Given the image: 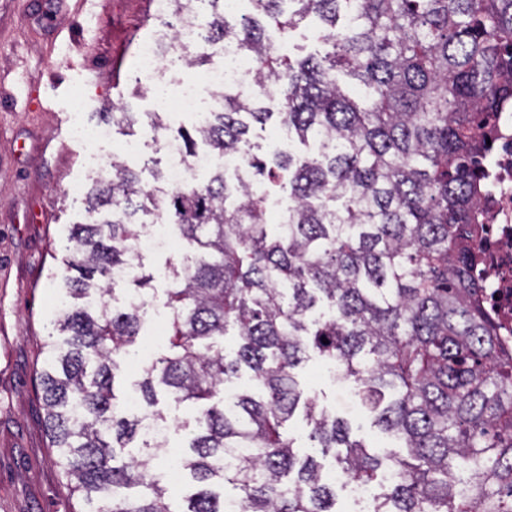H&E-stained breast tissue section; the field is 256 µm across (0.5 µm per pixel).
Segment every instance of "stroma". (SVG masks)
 I'll use <instances>...</instances> for the list:
<instances>
[{
    "label": "stroma",
    "instance_id": "obj_1",
    "mask_svg": "<svg viewBox=\"0 0 512 512\" xmlns=\"http://www.w3.org/2000/svg\"><path fill=\"white\" fill-rule=\"evenodd\" d=\"M160 25L156 0H94L76 12L72 0H0V512H81L83 503L57 463L35 391L48 354L44 342L64 298L60 277L73 224L92 221L72 186L90 188L97 174L90 146L72 133L74 102L100 123L115 108L140 113L116 126L105 153L124 157L143 184L165 166L164 135L148 122L152 92L139 78L138 49ZM267 34L291 59L322 49L316 23L289 35ZM188 252L182 242L141 255L152 275L146 296L139 365L164 352L155 336L166 317L168 263ZM314 357L295 371L304 391L347 417L377 449L394 448L370 425L353 384L334 380Z\"/></svg>",
    "mask_w": 512,
    "mask_h": 512
}]
</instances>
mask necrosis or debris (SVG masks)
Segmentation results:
<instances>
[{
	"mask_svg": "<svg viewBox=\"0 0 512 512\" xmlns=\"http://www.w3.org/2000/svg\"><path fill=\"white\" fill-rule=\"evenodd\" d=\"M197 22L183 24L178 30L156 31L138 51L141 79L152 88L166 90L165 109L196 114L206 120L200 99L201 89H208L213 105L223 102L222 94L234 88L243 98L256 96L259 86L253 77L249 57L235 44L224 46V66L209 71L203 85L182 84L169 90L164 70L170 45L186 46L196 39ZM493 156L486 165V189L479 198L484 222L475 241L478 259L474 272L485 285L482 306L495 323L500 349L512 355V110L497 113L490 133ZM168 161L164 169L168 189L177 190L190 184L196 172L211 167L213 157L202 154L187 160L175 145H168Z\"/></svg>",
	"mask_w": 512,
	"mask_h": 512,
	"instance_id": "1",
	"label": "necrosis or debris"
}]
</instances>
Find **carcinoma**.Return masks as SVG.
<instances>
[{
    "mask_svg": "<svg viewBox=\"0 0 512 512\" xmlns=\"http://www.w3.org/2000/svg\"><path fill=\"white\" fill-rule=\"evenodd\" d=\"M203 3L201 40L249 55L276 110L226 93L207 125L173 141L187 156L198 141L243 155L288 211L268 223L265 198L222 168L203 185L163 192L164 171L147 188L114 159L89 188L88 211L102 219L73 225L64 279L72 298L99 301L63 306L39 375L51 447L85 512H227L228 486L240 512H333L338 479L369 483L387 467L394 481L374 512H512V359L498 352L472 272L483 130L512 105V0H250L252 13L239 16L226 0H171V12ZM308 17L324 51L294 61L265 39L264 22L289 32ZM247 117L274 118L316 149L260 158ZM160 199L191 262L170 267L165 353L133 386L155 420H165L162 397L197 406L178 452L182 481L196 488L178 511L152 473L166 441L133 445L144 420L120 407L117 356L136 354L143 305L105 302L114 272L139 265L146 225L131 217ZM313 353L356 383L374 426L407 456L377 452L305 393L295 369ZM243 369L259 390L235 386L225 398ZM298 412L309 439L334 453L337 479L295 452L287 428Z\"/></svg>",
    "mask_w": 512,
    "mask_h": 512,
    "instance_id": "cac0c4a2",
    "label": "carcinoma"
}]
</instances>
